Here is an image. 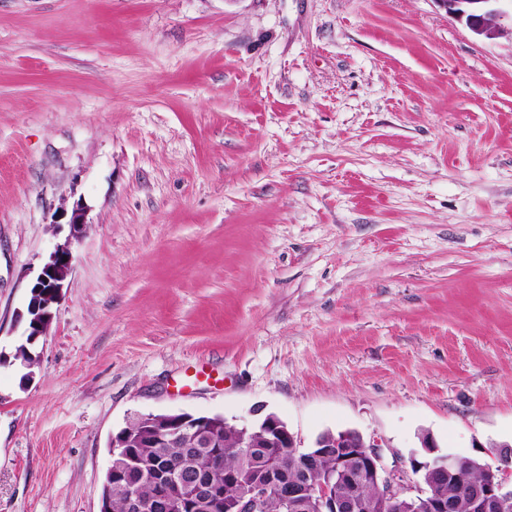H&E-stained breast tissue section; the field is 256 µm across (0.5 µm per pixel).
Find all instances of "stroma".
Returning a JSON list of instances; mask_svg holds the SVG:
<instances>
[{"label":"stroma","mask_w":512,"mask_h":512,"mask_svg":"<svg viewBox=\"0 0 512 512\" xmlns=\"http://www.w3.org/2000/svg\"><path fill=\"white\" fill-rule=\"evenodd\" d=\"M0 354V512H99L135 412L512 446V36L436 0H0ZM64 256H67V261H64ZM71 257L69 243L57 245L32 284L27 306L30 317L26 319L28 335L34 331L32 341L39 336H46L52 320L51 308L60 304L64 298L63 289L70 271Z\"/></svg>","instance_id":"obj_1"}]
</instances>
